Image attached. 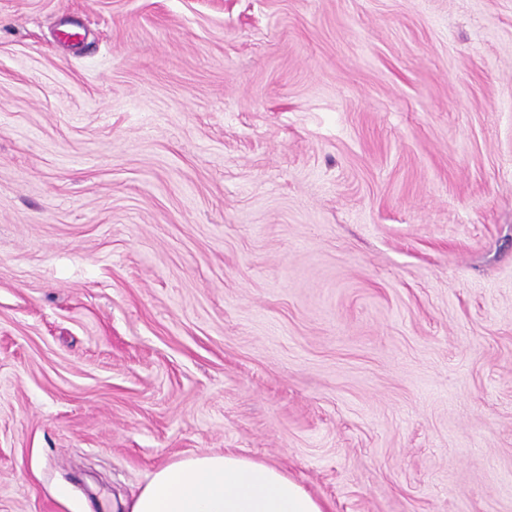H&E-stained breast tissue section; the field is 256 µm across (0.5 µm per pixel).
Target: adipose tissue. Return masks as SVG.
<instances>
[{
	"label": "adipose tissue",
	"instance_id": "obj_1",
	"mask_svg": "<svg viewBox=\"0 0 512 512\" xmlns=\"http://www.w3.org/2000/svg\"><path fill=\"white\" fill-rule=\"evenodd\" d=\"M124 512H326L286 471L233 453H200L156 469Z\"/></svg>",
	"mask_w": 512,
	"mask_h": 512
}]
</instances>
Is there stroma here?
I'll list each match as a JSON object with an SVG mask.
<instances>
[{
    "mask_svg": "<svg viewBox=\"0 0 512 512\" xmlns=\"http://www.w3.org/2000/svg\"><path fill=\"white\" fill-rule=\"evenodd\" d=\"M204 452L512 512V0H0V512Z\"/></svg>",
    "mask_w": 512,
    "mask_h": 512,
    "instance_id": "1",
    "label": "stroma"
}]
</instances>
